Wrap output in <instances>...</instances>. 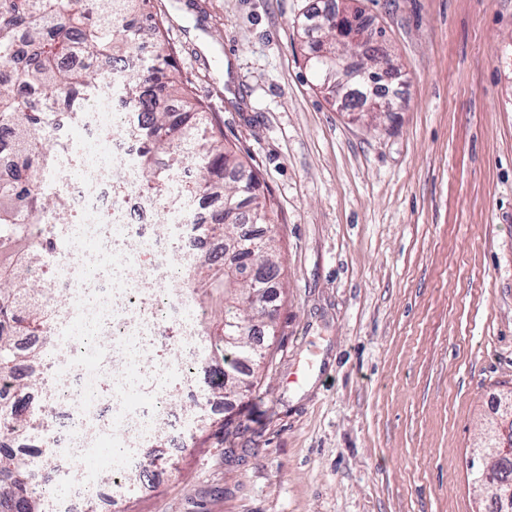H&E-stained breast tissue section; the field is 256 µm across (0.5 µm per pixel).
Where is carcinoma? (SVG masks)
Listing matches in <instances>:
<instances>
[{
    "label": "carcinoma",
    "mask_w": 512,
    "mask_h": 512,
    "mask_svg": "<svg viewBox=\"0 0 512 512\" xmlns=\"http://www.w3.org/2000/svg\"><path fill=\"white\" fill-rule=\"evenodd\" d=\"M113 0H0V154L9 157L13 174L0 182V247L16 259L0 266V384L25 387L15 373L42 354L21 352L16 336L50 335L53 305L64 297L45 296L42 281L31 276L33 267L55 251L49 229L42 232L41 251L30 250L25 226L29 216L51 215L62 224L76 223V216L64 196L47 186L59 170L60 150L50 135L55 112L64 109L78 122L104 82L105 73L96 61L101 56L125 61L128 69L118 90L129 104L127 132L142 141L134 168L144 179L146 190L160 199L178 191L188 200L216 198L220 209L206 224L190 228L205 236L224 240L233 253L232 263L240 269L256 265L280 271L275 238L269 236L256 248L254 238H239L238 225L245 217L251 224L271 223L274 204L255 192L242 191L256 172L233 148L226 146L209 112L195 101L182 84L173 65V52L152 14L149 0H119L124 20L112 19ZM298 35L309 52L306 62L324 86L326 49L336 52V12L319 18L307 16ZM149 44L151 55L139 49ZM193 159L202 170L199 180L174 187L175 171ZM189 294L202 288L224 292L219 333L213 337L214 353L233 371L250 363L260 364L262 352L250 339L254 324L267 318L260 298L237 277L200 260L186 271ZM240 327V340L230 347L224 343L225 326ZM499 425L488 431L486 451L489 466L479 470L478 479L490 485L498 497L512 488V434L504 438L500 427L512 420L498 407ZM39 412L20 407L0 397V421L24 431L38 419ZM41 485L33 483L26 457L0 447V512H39V487L49 488L55 477V460L42 456Z\"/></svg>",
    "instance_id": "1"
}]
</instances>
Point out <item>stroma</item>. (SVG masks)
<instances>
[{
	"instance_id": "obj_1",
	"label": "stroma",
	"mask_w": 512,
	"mask_h": 512,
	"mask_svg": "<svg viewBox=\"0 0 512 512\" xmlns=\"http://www.w3.org/2000/svg\"><path fill=\"white\" fill-rule=\"evenodd\" d=\"M317 0H151L259 172L286 288L246 392L171 406L112 512H485L512 391V0H354L394 109L346 112L295 26ZM505 396L501 399L497 410V416L501 417L500 423L496 427L497 419L492 422L488 431L486 448L487 454H490L491 463L486 468H481L478 473V480L483 485L489 484L496 490L498 498L505 497L503 492L512 488V420L509 421L508 412H503ZM510 426L509 443H505V438L500 434V429L505 425Z\"/></svg>"
}]
</instances>
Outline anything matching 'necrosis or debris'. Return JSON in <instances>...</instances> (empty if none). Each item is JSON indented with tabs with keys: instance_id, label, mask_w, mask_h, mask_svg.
<instances>
[{
	"instance_id": "necrosis-or-debris-1",
	"label": "necrosis or debris",
	"mask_w": 512,
	"mask_h": 512,
	"mask_svg": "<svg viewBox=\"0 0 512 512\" xmlns=\"http://www.w3.org/2000/svg\"><path fill=\"white\" fill-rule=\"evenodd\" d=\"M123 102L105 87L83 114L81 131L70 126L68 113H56L52 121L62 153L81 171L79 179L62 177L55 187L67 197L88 244L55 251L38 274L67 298L55 315L52 336L66 342L78 318L88 326L89 337L80 349L67 342L64 348L47 349L36 369V388L10 389V396L41 413L37 436L0 434L5 448H54L60 476H77L88 502L99 499L103 480L82 471L79 457L104 438L135 447L142 429H162L171 419L153 370L171 375L194 403L208 398L195 376L200 338L179 317L190 302L184 273L190 260L203 258L205 239L187 232L185 224L157 223L160 211L180 212L178 200L154 197L129 177L126 165L139 143L126 133ZM130 268L137 270L136 280L126 279ZM146 331L157 353L153 364L140 367L131 345ZM134 374L146 401L131 409L121 391Z\"/></svg>"
}]
</instances>
